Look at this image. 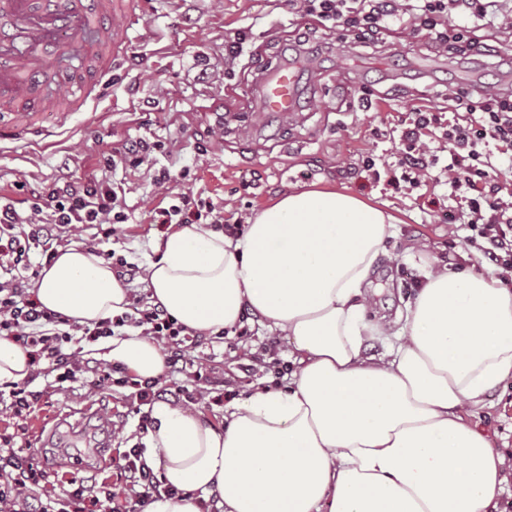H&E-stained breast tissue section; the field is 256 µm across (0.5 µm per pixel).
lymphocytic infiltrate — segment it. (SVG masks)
<instances>
[{
	"instance_id": "1",
	"label": "lymphocytic infiltrate",
	"mask_w": 512,
	"mask_h": 512,
	"mask_svg": "<svg viewBox=\"0 0 512 512\" xmlns=\"http://www.w3.org/2000/svg\"><path fill=\"white\" fill-rule=\"evenodd\" d=\"M305 23L293 30L287 49L292 59L317 45L316 23L346 25L371 44L388 25L426 30L435 48L470 44L473 29L487 16L497 14L500 0H301ZM457 24H449V14ZM449 96L465 106L454 118L444 113L414 109L399 123L401 148L388 169L392 185L421 184L432 168H440L452 189L465 188L466 208L459 219L473 238L485 241L489 263L512 272V203H504L493 172L512 170V91L495 90L482 101L467 103L464 91ZM438 139L450 156L448 164L429 147ZM121 186L106 180L64 181L31 191L26 207L0 202V336L11 339L25 351L38 372L54 375L56 381H76L83 374H99L121 388H130L138 405L151 404L162 389L157 380L132 377L126 368L102 370L98 361L68 351L74 337L94 342L114 336L117 328L130 326L165 344L170 377L186 373L202 380L204 372L188 371L184 353L205 344L202 334L190 333L160 304L135 298L130 312L77 326L61 313L44 308L28 291L38 279L43 264L53 263L64 246L63 230L80 224H121ZM162 224H196L204 219L223 223L213 203L188 193L174 196L169 206L158 208ZM38 249L41 260L31 263L29 252ZM122 493H100L77 485L65 494L41 489L44 474L33 457L0 448V512H147L165 486L143 460L138 449L126 451L121 465Z\"/></svg>"
}]
</instances>
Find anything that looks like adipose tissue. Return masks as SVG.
Wrapping results in <instances>:
<instances>
[{
    "label": "adipose tissue",
    "instance_id": "obj_1",
    "mask_svg": "<svg viewBox=\"0 0 512 512\" xmlns=\"http://www.w3.org/2000/svg\"><path fill=\"white\" fill-rule=\"evenodd\" d=\"M394 218L339 190L288 194L237 237L204 224L169 233L146 269L153 300L191 330L231 329L244 308L287 333L299 357L287 389L256 388L215 427L153 403L143 455L175 496L150 512H488L504 458L465 406L512 375V292L479 274L427 272L398 344L363 354L372 267ZM43 307L89 325L122 314L109 263L71 247L35 284ZM138 379L160 378L161 346L130 330L101 344Z\"/></svg>",
    "mask_w": 512,
    "mask_h": 512
}]
</instances>
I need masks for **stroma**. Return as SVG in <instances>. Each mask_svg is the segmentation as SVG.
Here are the masks:
<instances>
[{
	"instance_id": "obj_1",
	"label": "stroma",
	"mask_w": 512,
	"mask_h": 512,
	"mask_svg": "<svg viewBox=\"0 0 512 512\" xmlns=\"http://www.w3.org/2000/svg\"><path fill=\"white\" fill-rule=\"evenodd\" d=\"M299 7L298 0H130L128 54L113 62L111 73L89 78L45 70V84L84 85L88 92L45 112L42 127L24 140L0 139V196L17 199L18 181L40 188L63 175L80 181L102 174L124 187L127 221L109 237L101 225H78L69 233L71 242L116 250L144 269L159 259L166 234L153 222L154 209L186 188L223 207L232 224L245 223L289 193L314 188L351 193L396 219L370 275L374 295L367 313L368 324L395 329L404 323L429 266L491 275L478 245L467 242L465 227L448 221L456 207L449 186L431 182L396 189L374 179L361 160L369 155L380 164L394 162L398 142L373 136L372 128L396 123L419 105L453 113L449 87H463L469 78L512 87L506 53L512 47V18L482 27V36L498 48L491 55L438 50L423 31L393 28L383 31L370 58L357 61L354 33H332L324 54L302 72L300 111H257L254 86L281 62L287 32L302 21ZM243 27L251 28V38L243 56L228 62L224 42ZM138 138L162 144L150 170L134 173L122 164L102 170L103 155ZM162 169L171 179L160 187L151 173ZM248 327V335L216 339L191 353L207 377L187 381L193 395L188 406L219 428L224 410L212 405L211 397L228 391L242 399L256 385L285 388L287 378H275L268 365L291 363L298 355L291 338L270 330L265 320L249 321ZM30 387L42 391L43 400L30 415H0V435L13 436L14 448L24 454H38L46 486L55 492L75 481L118 490L114 465L98 469L89 460L40 447L36 425L97 437L102 420H110L112 457L120 459L144 436L125 389L95 385L89 375L61 384L40 374ZM466 417L487 430L505 458L504 492L489 512H512V378L488 391Z\"/></svg>"
}]
</instances>
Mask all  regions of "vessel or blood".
I'll use <instances>...</instances> for the list:
<instances>
[{"label":"vessel or blood","instance_id":"vessel-or-blood-1","mask_svg":"<svg viewBox=\"0 0 512 512\" xmlns=\"http://www.w3.org/2000/svg\"><path fill=\"white\" fill-rule=\"evenodd\" d=\"M88 10L85 0H0V109L15 110L13 129L23 135L35 124L38 113L29 111L35 81L50 58L48 46L57 44L62 30L97 31L96 41L84 53L99 70L110 68L113 59L125 54L128 45L127 0H96ZM301 92L300 74L283 64L258 81L256 96L263 112H289ZM0 123V135L6 129Z\"/></svg>","mask_w":512,"mask_h":512}]
</instances>
